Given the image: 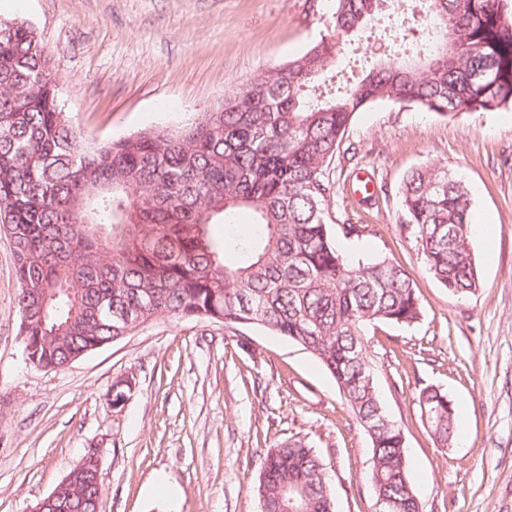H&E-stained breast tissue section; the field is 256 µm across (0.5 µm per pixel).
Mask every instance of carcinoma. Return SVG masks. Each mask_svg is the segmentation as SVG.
<instances>
[{"mask_svg":"<svg viewBox=\"0 0 512 512\" xmlns=\"http://www.w3.org/2000/svg\"><path fill=\"white\" fill-rule=\"evenodd\" d=\"M387 0H333L328 35L301 56L254 77L234 101L181 126L89 142L60 108L51 56L24 22L0 19V227L11 232L26 357L62 367L122 335L128 316L257 325L310 352L336 384L372 444L375 498L419 512L402 428L386 414L365 333L377 323L421 317L413 279L387 259L353 262L328 224L326 174L354 114L377 102L443 117L512 106V0H426L434 40L428 68L400 56L418 42L388 23L364 51H382L360 79L322 92L346 39L380 20ZM454 39L463 47L448 57ZM400 206L427 267L448 294L480 288L470 248L465 185L436 164L407 174ZM253 232L238 233V216ZM224 225V238L210 234ZM112 303V318L98 313ZM420 409L435 441L451 447L455 409L426 387ZM61 495L81 512H104L92 467ZM260 512H333L318 452L286 441L263 457Z\"/></svg>","mask_w":512,"mask_h":512,"instance_id":"cac0c4a2","label":"carcinoma"}]
</instances>
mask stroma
<instances>
[{
  "instance_id": "obj_1",
  "label": "stroma",
  "mask_w": 512,
  "mask_h": 512,
  "mask_svg": "<svg viewBox=\"0 0 512 512\" xmlns=\"http://www.w3.org/2000/svg\"><path fill=\"white\" fill-rule=\"evenodd\" d=\"M330 0H0L52 55L60 107L86 139L179 122L294 59L326 35ZM448 167L469 191L482 285L453 297L429 273L399 206L414 168ZM334 225L354 261L413 278L409 326L366 333L378 394L399 424L422 512H512V106L454 119L373 103L352 118L329 167ZM13 254L0 236V512H31L99 451L106 512H259L260 460L301 439L322 457L335 512H375L371 440L334 379L301 346L259 326L161 317L70 365L24 359ZM134 388L112 406L117 380ZM452 400L466 443H436L416 401Z\"/></svg>"
}]
</instances>
